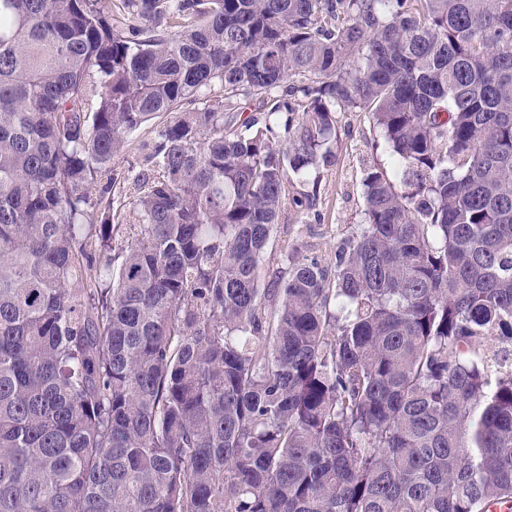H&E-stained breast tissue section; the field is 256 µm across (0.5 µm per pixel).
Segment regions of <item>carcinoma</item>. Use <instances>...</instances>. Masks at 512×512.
<instances>
[{
  "label": "carcinoma",
  "instance_id": "obj_1",
  "mask_svg": "<svg viewBox=\"0 0 512 512\" xmlns=\"http://www.w3.org/2000/svg\"><path fill=\"white\" fill-rule=\"evenodd\" d=\"M122 2L0 0V512L512 505V0ZM353 109L393 172L276 267ZM160 114L116 246L91 190Z\"/></svg>",
  "mask_w": 512,
  "mask_h": 512
}]
</instances>
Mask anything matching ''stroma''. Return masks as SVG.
<instances>
[{"instance_id": "35a3bbf8", "label": "stroma", "mask_w": 512, "mask_h": 512, "mask_svg": "<svg viewBox=\"0 0 512 512\" xmlns=\"http://www.w3.org/2000/svg\"><path fill=\"white\" fill-rule=\"evenodd\" d=\"M157 123L148 121L130 134L127 147L113 162L119 175L109 198L115 221L138 220L136 196L129 184L148 171L146 144L155 137ZM380 131L371 113L341 112L336 116L333 164L321 169L315 182L290 181L288 202L278 217L267 246L268 257L280 259L292 252L331 264L339 243L362 222L363 177L375 167L392 168L387 152L379 148ZM302 205H295V198Z\"/></svg>"}]
</instances>
